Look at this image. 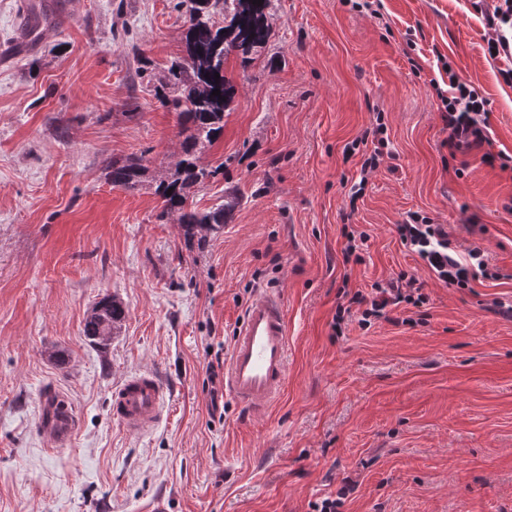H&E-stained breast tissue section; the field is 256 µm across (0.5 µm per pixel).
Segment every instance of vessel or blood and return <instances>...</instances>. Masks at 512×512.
<instances>
[{"label": "vessel or blood", "instance_id": "1", "mask_svg": "<svg viewBox=\"0 0 512 512\" xmlns=\"http://www.w3.org/2000/svg\"><path fill=\"white\" fill-rule=\"evenodd\" d=\"M288 369V320L282 295L263 292L245 309L224 368V388L255 416H263L283 395ZM163 388L149 371L124 381L112 393L111 411L128 430L141 433L159 420ZM76 426L59 409L44 427L51 446L66 447Z\"/></svg>", "mask_w": 512, "mask_h": 512}]
</instances>
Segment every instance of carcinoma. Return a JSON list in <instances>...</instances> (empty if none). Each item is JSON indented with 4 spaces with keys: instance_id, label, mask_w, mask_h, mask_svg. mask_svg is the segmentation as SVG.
<instances>
[{
    "instance_id": "obj_1",
    "label": "carcinoma",
    "mask_w": 512,
    "mask_h": 512,
    "mask_svg": "<svg viewBox=\"0 0 512 512\" xmlns=\"http://www.w3.org/2000/svg\"><path fill=\"white\" fill-rule=\"evenodd\" d=\"M269 0L260 4L252 0H182L187 5L189 26L185 35V55L174 61L159 85L156 99L170 104L178 112L179 135L183 136L176 159L154 169L144 157L114 160L108 165L112 184L136 189L148 182L160 197L163 211L160 217L177 216L185 240L203 247L209 235L223 230L229 223L239 198L233 194L224 202L206 210L189 204L195 187L215 177L220 168L208 169L199 164V155L224 136V112L233 101L232 86L224 74V63L230 50L242 54L264 44L270 35L265 23ZM224 15V25L214 21ZM219 79H214L215 75ZM172 86L181 89L178 98H169ZM220 95H212L213 90ZM126 318L122 303L113 296L98 301L88 312L84 336L100 347H106Z\"/></svg>"
}]
</instances>
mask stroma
<instances>
[{
    "label": "stroma",
    "instance_id": "stroma-1",
    "mask_svg": "<svg viewBox=\"0 0 512 512\" xmlns=\"http://www.w3.org/2000/svg\"><path fill=\"white\" fill-rule=\"evenodd\" d=\"M43 2L0 0V512H314L343 488L341 512H512V169L449 153L436 93L449 60L490 102L486 150L512 156L475 0H270L268 42L227 56L224 136L199 159L224 173L193 194L244 201L202 249L153 188L106 179L180 148L151 89L184 54L185 8L51 0L33 38L23 9ZM415 212L489 277L438 279L396 231ZM402 272L425 303L362 324L351 297ZM265 289L286 304L288 387L255 418L209 364ZM107 295L127 317L99 349L84 320ZM145 370L164 412L140 434L111 395ZM47 401L77 419L59 450Z\"/></svg>",
    "mask_w": 512,
    "mask_h": 512
}]
</instances>
